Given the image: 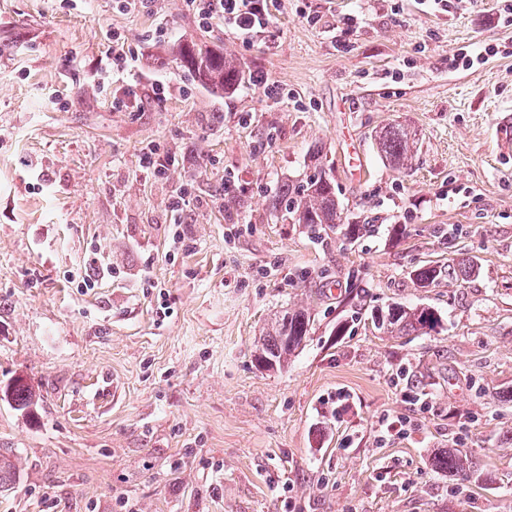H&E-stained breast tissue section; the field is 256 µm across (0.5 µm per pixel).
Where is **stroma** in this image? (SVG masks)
I'll return each instance as SVG.
<instances>
[{
    "label": "stroma",
    "mask_w": 512,
    "mask_h": 512,
    "mask_svg": "<svg viewBox=\"0 0 512 512\" xmlns=\"http://www.w3.org/2000/svg\"><path fill=\"white\" fill-rule=\"evenodd\" d=\"M501 7L271 0L246 42L183 0H0V386L36 390L26 410L0 401L18 473L0 512H512ZM115 33L137 61L103 83ZM190 40L283 98L199 84L177 61ZM457 52L473 65L449 69ZM396 122L418 138L401 171L374 141ZM149 147L173 157L165 175L140 168ZM320 169L343 225L315 234L269 202ZM347 224L371 231L352 242ZM431 261L456 273L418 287ZM394 303L438 327L382 334L371 313ZM294 305L309 334L262 369L259 338ZM451 447L468 479L433 469Z\"/></svg>",
    "instance_id": "1"
}]
</instances>
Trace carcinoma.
<instances>
[{
  "mask_svg": "<svg viewBox=\"0 0 512 512\" xmlns=\"http://www.w3.org/2000/svg\"><path fill=\"white\" fill-rule=\"evenodd\" d=\"M180 66L194 75L198 82L217 90L234 87L240 78V70L233 56L217 52L194 41L179 47ZM378 148L388 164L396 170L405 168L412 159L416 146V134L402 124H390L376 132ZM275 206L293 216L298 224L311 227L334 228L341 220V210L336 199V186L326 172L315 174L309 181L297 187L283 185ZM443 275V268L425 265L415 271L420 287L434 284ZM437 319L427 307L395 305L374 321L377 329L391 335L419 334L434 329ZM310 318L304 308L288 310L266 336L256 352L258 364L268 370H280L308 335ZM4 397L21 410L34 401L32 386L22 377L15 378L4 390ZM433 466L450 477L464 478L474 469L475 463L467 455L450 448L432 459Z\"/></svg>",
  "mask_w": 512,
  "mask_h": 512,
  "instance_id": "obj_1",
  "label": "carcinoma"
}]
</instances>
